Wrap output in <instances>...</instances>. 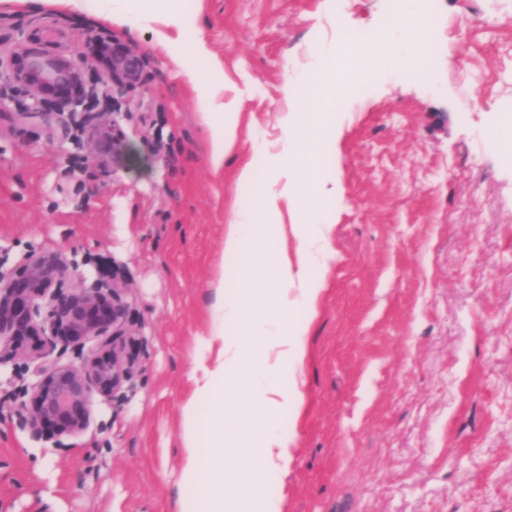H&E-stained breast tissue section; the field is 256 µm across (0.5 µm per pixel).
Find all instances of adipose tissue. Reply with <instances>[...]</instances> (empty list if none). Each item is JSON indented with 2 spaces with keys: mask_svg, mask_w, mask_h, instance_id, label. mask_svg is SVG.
Instances as JSON below:
<instances>
[{
  "mask_svg": "<svg viewBox=\"0 0 512 512\" xmlns=\"http://www.w3.org/2000/svg\"><path fill=\"white\" fill-rule=\"evenodd\" d=\"M67 2L154 32L196 93L213 172L235 157L234 185L251 192L247 205H232L224 226L223 262L236 284L222 275L212 283L182 404V492L172 512H282L281 500L262 497L259 488L266 474L287 472L293 461L296 435L277 423L301 414L309 334L336 261L330 216L342 125L334 114L369 65L386 72L414 67L432 36L424 0H403L388 28L345 29L317 44L313 72L285 70L280 135L251 137L245 152L241 98L220 95L202 76L200 63L215 72L220 66L198 34L197 13L182 0Z\"/></svg>",
  "mask_w": 512,
  "mask_h": 512,
  "instance_id": "adipose-tissue-1",
  "label": "adipose tissue"
}]
</instances>
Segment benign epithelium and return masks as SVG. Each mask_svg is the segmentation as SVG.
Instances as JSON below:
<instances>
[{"label":"benign epithelium","instance_id":"1","mask_svg":"<svg viewBox=\"0 0 512 512\" xmlns=\"http://www.w3.org/2000/svg\"><path fill=\"white\" fill-rule=\"evenodd\" d=\"M73 34L44 23L18 34L0 51V79L25 91L32 103L17 116L49 120L64 113H91L94 99L81 96L84 75L99 80L90 89L131 92L147 72L149 60L134 45L107 29L87 39V52L69 50ZM89 147L119 161L131 146L112 119L89 126ZM127 284L112 274H96L91 284L78 265L57 251H31L13 268L0 270V365H35L32 403L18 415L36 437L77 436L89 425L95 398L111 399L135 373L136 331L127 301ZM101 340L100 352L80 365L51 358L53 349Z\"/></svg>","mask_w":512,"mask_h":512}]
</instances>
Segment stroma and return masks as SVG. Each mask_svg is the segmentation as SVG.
Here are the masks:
<instances>
[{
	"mask_svg": "<svg viewBox=\"0 0 512 512\" xmlns=\"http://www.w3.org/2000/svg\"><path fill=\"white\" fill-rule=\"evenodd\" d=\"M322 0H187L221 79L242 99L241 138H276L285 66L313 69ZM433 78L369 72L343 105L336 262L310 336L305 403L287 473L261 485L283 512H512V157L487 128L512 118V0H435ZM106 28L150 61L119 95L133 148L112 164L71 128L15 119L30 102L0 80V267L57 250L93 275L125 270L139 329L123 398L97 400L79 436L38 438L16 409L30 371L0 367V512H169L178 428L234 161L209 166L195 92L151 33L62 0H0L16 29Z\"/></svg>",
	"mask_w": 512,
	"mask_h": 512,
	"instance_id": "stroma-1",
	"label": "stroma"
}]
</instances>
